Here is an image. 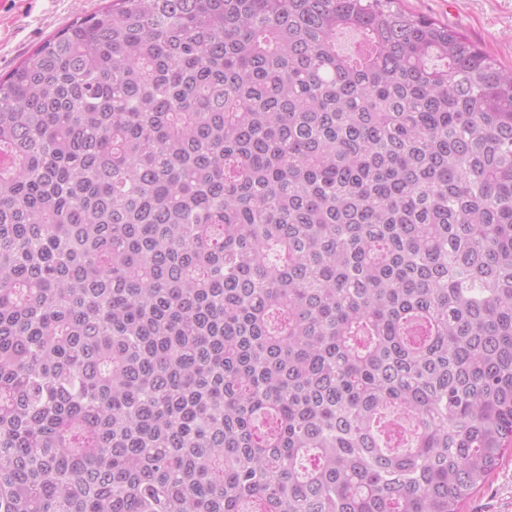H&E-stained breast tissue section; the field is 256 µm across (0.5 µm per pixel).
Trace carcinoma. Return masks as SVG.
I'll use <instances>...</instances> for the list:
<instances>
[{
    "instance_id": "obj_1",
    "label": "carcinoma",
    "mask_w": 512,
    "mask_h": 512,
    "mask_svg": "<svg viewBox=\"0 0 512 512\" xmlns=\"http://www.w3.org/2000/svg\"><path fill=\"white\" fill-rule=\"evenodd\" d=\"M511 447L512 70L466 35L109 0L0 78V512H458Z\"/></svg>"
}]
</instances>
